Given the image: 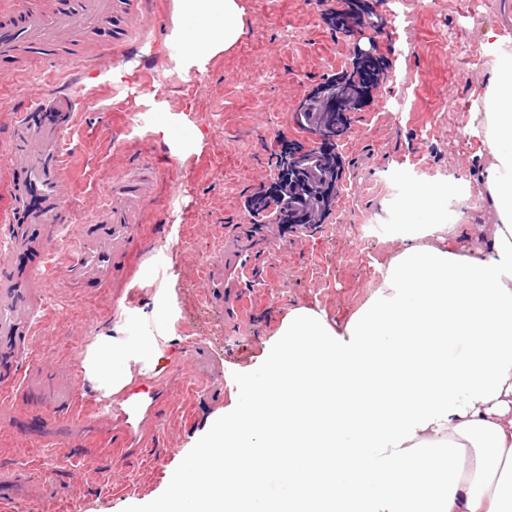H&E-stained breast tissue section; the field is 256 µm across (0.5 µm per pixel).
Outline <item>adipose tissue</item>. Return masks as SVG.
I'll use <instances>...</instances> for the list:
<instances>
[{"label": "adipose tissue", "instance_id": "1", "mask_svg": "<svg viewBox=\"0 0 512 512\" xmlns=\"http://www.w3.org/2000/svg\"><path fill=\"white\" fill-rule=\"evenodd\" d=\"M189 21L187 66L244 34V0H174ZM504 36L481 44L490 76L475 83L466 132L482 162L494 222L485 246L462 238L440 191H411L396 227L402 249L346 319L296 306L240 379L151 512H512V57ZM153 333L98 336L85 376L117 395L131 364L154 369L170 311Z\"/></svg>", "mask_w": 512, "mask_h": 512}]
</instances>
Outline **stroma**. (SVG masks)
Returning <instances> with one entry per match:
<instances>
[{"label": "stroma", "instance_id": "obj_1", "mask_svg": "<svg viewBox=\"0 0 512 512\" xmlns=\"http://www.w3.org/2000/svg\"><path fill=\"white\" fill-rule=\"evenodd\" d=\"M507 0H245V32L204 69L182 72L172 40L173 0H137L119 17L128 85L77 81L66 62L0 77V142L14 106L39 89L74 113L63 142L70 222L54 242L37 225L7 268L20 287L37 272V324L0 335V512H143L165 495L181 457L221 416L289 308L331 319L351 314L379 281L377 265L399 251L394 234L406 184L441 187L460 170L478 193L481 162L464 128L471 83L487 79L483 34L504 26ZM461 40L477 67L461 73L449 43ZM165 53H157L158 45ZM369 71L367 94L333 145L344 159L350 203L307 232L254 224L251 198L271 184L285 151L312 146L294 122L298 103L322 83ZM190 120L200 147L166 144L160 120ZM119 141H112L111 132ZM129 210L131 229L108 282L69 273V259L104 196ZM381 224L359 235V216ZM255 260L257 285L239 280ZM172 309L157 369L141 372L118 402L142 407L133 428L95 412L99 391L83 361L97 336L121 326L136 341L152 329L159 290ZM69 401V420L39 421L27 394Z\"/></svg>", "mask_w": 512, "mask_h": 512}]
</instances>
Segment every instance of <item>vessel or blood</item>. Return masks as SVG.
<instances>
[{
    "instance_id": "b4317fda",
    "label": "vessel or blood",
    "mask_w": 512,
    "mask_h": 512,
    "mask_svg": "<svg viewBox=\"0 0 512 512\" xmlns=\"http://www.w3.org/2000/svg\"><path fill=\"white\" fill-rule=\"evenodd\" d=\"M118 11L117 0H13L0 10V63L12 69L22 57L35 61L55 55L63 39L103 25ZM51 101V94L40 91L20 106L14 139L4 146L18 165L8 219L14 236L9 251L0 253V262L5 264L21 243V229L30 225L58 227L67 221V191L58 172L61 143L74 115L48 113ZM115 222L111 204H104L93 220L102 233L82 234V246L74 258L75 271L101 282L111 276ZM35 317L28 290L8 280L0 281V335L31 330Z\"/></svg>"
}]
</instances>
